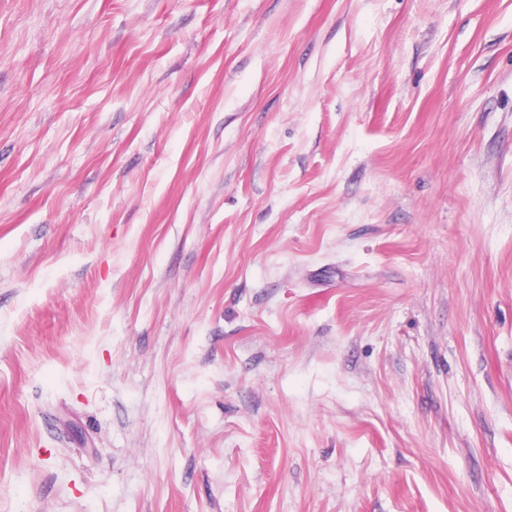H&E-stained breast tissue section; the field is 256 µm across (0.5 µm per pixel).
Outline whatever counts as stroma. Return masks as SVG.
<instances>
[{"label":"stroma","mask_w":512,"mask_h":512,"mask_svg":"<svg viewBox=\"0 0 512 512\" xmlns=\"http://www.w3.org/2000/svg\"><path fill=\"white\" fill-rule=\"evenodd\" d=\"M0 512H512V0H0Z\"/></svg>","instance_id":"stroma-1"}]
</instances>
